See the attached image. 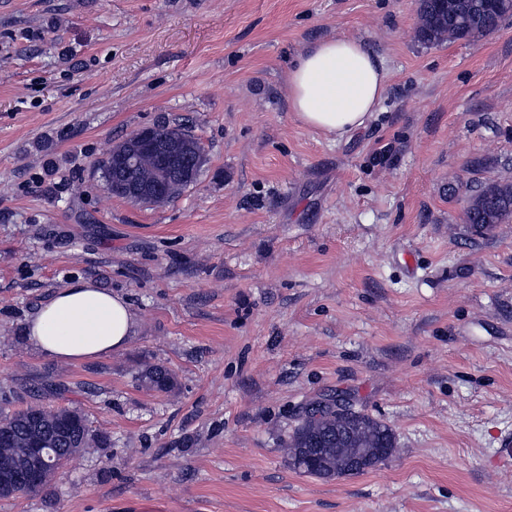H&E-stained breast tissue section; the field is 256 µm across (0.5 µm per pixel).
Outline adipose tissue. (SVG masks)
<instances>
[{
  "label": "adipose tissue",
  "mask_w": 512,
  "mask_h": 512,
  "mask_svg": "<svg viewBox=\"0 0 512 512\" xmlns=\"http://www.w3.org/2000/svg\"><path fill=\"white\" fill-rule=\"evenodd\" d=\"M386 88L382 59L360 39L336 34L298 54L288 70V103L307 127L339 136L364 127ZM136 328L121 294L79 281L30 317L31 343L50 357L80 361L122 350Z\"/></svg>",
  "instance_id": "ef3b65f1"
}]
</instances>
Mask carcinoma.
Returning a JSON list of instances; mask_svg holds the SVG:
<instances>
[{
  "mask_svg": "<svg viewBox=\"0 0 512 512\" xmlns=\"http://www.w3.org/2000/svg\"><path fill=\"white\" fill-rule=\"evenodd\" d=\"M417 39L426 45L443 41L479 38L493 33L506 16L512 15V2L506 0H456V18L448 17V7L438 0H418ZM160 137L175 138L179 141L183 156L189 162L199 160L205 163L203 148L200 141L189 128L182 124L160 122L154 125ZM97 170L107 191H112V151L98 161ZM119 176L129 181L152 184L159 177V169L152 157L139 156L136 166L131 172L121 171ZM196 181H184L177 174H172L166 182L167 201L181 196L195 185ZM512 219V181L487 180L469 198L463 213L464 223L469 225L471 233L484 237L491 233L499 224ZM138 380L141 386L149 391L168 393L176 386L173 373L156 365H146L140 371ZM357 417L367 418L378 430L380 443L395 446V435L392 429L380 420L362 414ZM351 417L346 416L336 422V415L323 419L315 428L300 424L289 441L291 448H310L313 442L320 441L326 448L336 447V427H344ZM0 426L10 433L7 447H0V459L14 465L23 466L28 458L29 448L35 434H41L49 441L50 447L60 448L62 452L58 463L46 469L38 482L30 486H19L14 494H28L41 491L56 477L58 472L78 453L90 448H106L109 437L105 434L93 433L88 419L79 409L61 407L46 409L40 405H28L5 418H0Z\"/></svg>",
  "mask_w": 512,
  "mask_h": 512,
  "instance_id": "cac0c4a2",
  "label": "carcinoma"
}]
</instances>
